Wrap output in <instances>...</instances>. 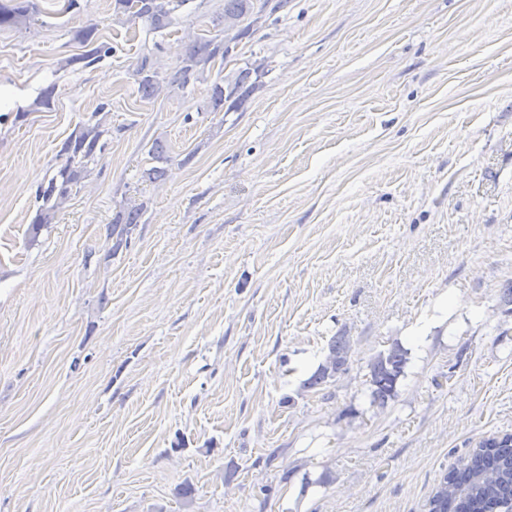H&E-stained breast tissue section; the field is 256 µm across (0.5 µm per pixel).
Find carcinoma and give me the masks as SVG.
Returning a JSON list of instances; mask_svg holds the SVG:
<instances>
[{
    "instance_id": "carcinoma-1",
    "label": "carcinoma",
    "mask_w": 512,
    "mask_h": 512,
    "mask_svg": "<svg viewBox=\"0 0 512 512\" xmlns=\"http://www.w3.org/2000/svg\"><path fill=\"white\" fill-rule=\"evenodd\" d=\"M287 2L224 0V14L213 21L217 33L209 38L191 40L176 66L161 72L147 56L133 64L132 75L140 97L153 100L166 87L184 88L191 81L199 80L205 69L218 58L224 63L230 62L242 39L260 28L267 9H282ZM183 3L184 0H116L117 9L127 14L129 20H141L158 30L173 23V13ZM37 15L39 11L34 0H0V28L26 29L35 22ZM232 29L235 33L228 39L224 38V31ZM76 39L88 50L68 59V65L82 63L89 66L100 55L112 53L111 46L98 41L94 27L77 31ZM252 73L253 69L249 67L240 68L224 77V83H214L208 101L211 111L239 108L248 96ZM103 134L99 124L81 126L65 140L60 149L64 162L57 173L39 187L42 205L32 224V235H37L41 227L52 223L72 188L89 175L88 164L103 149L100 144ZM142 214L141 204L124 206L117 211L112 219V234L116 235L113 249H118L123 236L140 223ZM350 351V341L346 337H334L328 345L325 362L312 375L308 385L319 386L344 371ZM405 364L406 352L397 344L372 359L369 364L370 383L374 387V399L379 403L383 404L394 396ZM442 479L444 485L435 489L427 501V512H503L512 501V434L504 435L498 443L480 442L445 472Z\"/></svg>"
}]
</instances>
